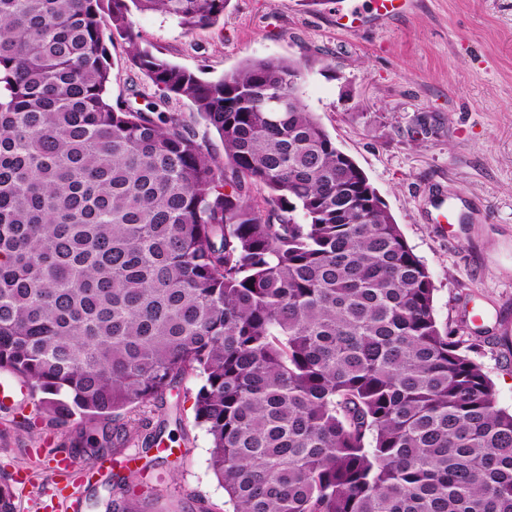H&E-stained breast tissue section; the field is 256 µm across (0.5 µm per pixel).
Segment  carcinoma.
Wrapping results in <instances>:
<instances>
[{
	"mask_svg": "<svg viewBox=\"0 0 512 512\" xmlns=\"http://www.w3.org/2000/svg\"><path fill=\"white\" fill-rule=\"evenodd\" d=\"M229 2L0 0V371L54 421L112 423L94 459L135 435L150 451L137 410L201 376L233 512H512V413L302 105L301 63L208 80L133 27L161 11L191 32ZM116 38L155 88L144 108L112 103ZM14 499L1 481L0 512ZM170 105L173 110L183 113L187 120L190 121L194 130L196 131L200 138L204 136L206 137L209 144L215 150L218 156L224 157L223 146L221 144V140L218 134L212 129H206L205 125L202 122H195L193 118L191 119L193 111L188 103L172 101Z\"/></svg>",
	"mask_w": 512,
	"mask_h": 512,
	"instance_id": "1",
	"label": "carcinoma"
}]
</instances>
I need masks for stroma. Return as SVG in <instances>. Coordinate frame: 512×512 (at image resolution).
I'll use <instances>...</instances> for the list:
<instances>
[{
	"instance_id": "obj_1",
	"label": "stroma",
	"mask_w": 512,
	"mask_h": 512,
	"mask_svg": "<svg viewBox=\"0 0 512 512\" xmlns=\"http://www.w3.org/2000/svg\"><path fill=\"white\" fill-rule=\"evenodd\" d=\"M337 0H231L217 25L186 32L160 12L135 13L136 31L164 57L205 79L248 59L303 65L298 96L365 172L414 253L429 269L440 323L466 324L478 337L470 356L493 383L498 408L512 412V0H410L404 14L356 30L335 22ZM113 101L138 85L154 89L129 61L128 45L109 46ZM465 218L438 224L442 202ZM202 383L189 376L161 402L142 408L163 426L158 449L136 445L112 469L83 485L82 512H107L105 483L136 456L142 486L129 512H224V490L209 465L210 440L195 419ZM81 419L48 422L34 400L0 411V482L17 512H44L65 477L54 458L88 462Z\"/></svg>"
}]
</instances>
